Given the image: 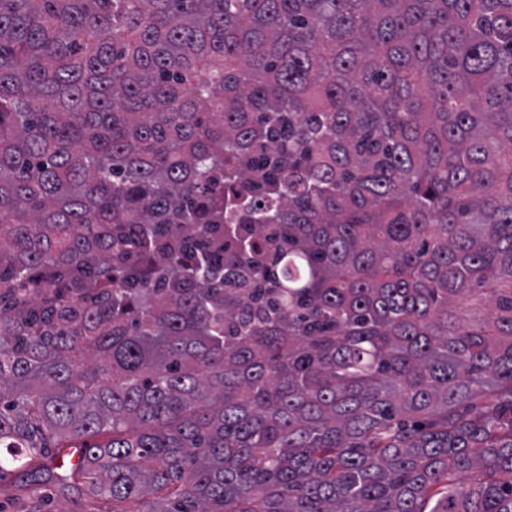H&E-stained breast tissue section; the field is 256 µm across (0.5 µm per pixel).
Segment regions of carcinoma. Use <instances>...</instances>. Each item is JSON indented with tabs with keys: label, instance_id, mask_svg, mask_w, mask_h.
Segmentation results:
<instances>
[{
	"label": "carcinoma",
	"instance_id": "1",
	"mask_svg": "<svg viewBox=\"0 0 512 512\" xmlns=\"http://www.w3.org/2000/svg\"><path fill=\"white\" fill-rule=\"evenodd\" d=\"M512 512V0H0V493Z\"/></svg>",
	"mask_w": 512,
	"mask_h": 512
}]
</instances>
